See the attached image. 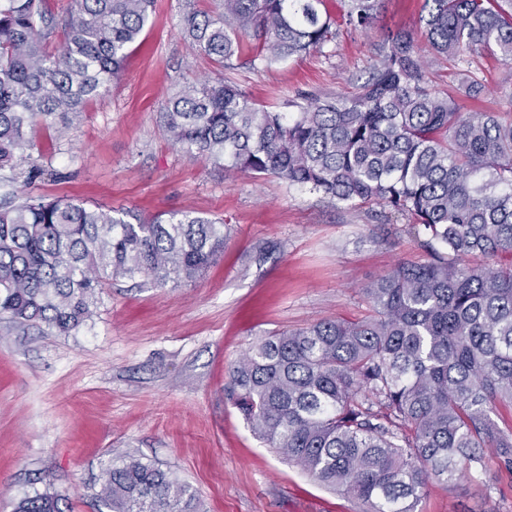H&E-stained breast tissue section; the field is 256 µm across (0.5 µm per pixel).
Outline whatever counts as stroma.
<instances>
[{
	"instance_id": "35a3bbf8",
	"label": "stroma",
	"mask_w": 512,
	"mask_h": 512,
	"mask_svg": "<svg viewBox=\"0 0 512 512\" xmlns=\"http://www.w3.org/2000/svg\"><path fill=\"white\" fill-rule=\"evenodd\" d=\"M218 6L154 0L111 92L64 134L40 130L32 179L9 182L0 171V198L18 203L64 197L137 221L187 212L231 226L223 256L195 282H115L70 335L0 319V512L45 491L64 512H98L101 470L126 452L190 484L203 512L364 510L253 435L225 395L228 368L266 332L363 318V288L426 256L390 208H353L272 175L229 177L168 140L160 114L169 99L215 70L184 20ZM422 6L381 0L372 27L356 29L339 0H328L336 35L320 50L259 69L243 57L227 76L283 112L305 97L348 95L385 34L418 30ZM473 66L486 91L465 111L512 114V62L481 53ZM416 512H512V476L491 460L481 478L431 482Z\"/></svg>"
}]
</instances>
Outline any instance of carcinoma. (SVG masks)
<instances>
[{"instance_id": "1", "label": "carcinoma", "mask_w": 512, "mask_h": 512, "mask_svg": "<svg viewBox=\"0 0 512 512\" xmlns=\"http://www.w3.org/2000/svg\"><path fill=\"white\" fill-rule=\"evenodd\" d=\"M379 0H342L367 28ZM151 0H0V169L35 148L26 130L67 123L110 90L139 40ZM326 0H220L186 33L221 70L252 40L269 68L332 37ZM429 51L463 76L426 87L414 33H388L368 78L297 112L257 104L222 76L187 84L161 113L169 140L228 175L272 174L354 208L382 203L408 221L428 260L402 262L363 289L369 314L273 331L230 364L227 389L254 435L367 512H415L435 479L512 475V117L463 111L481 91L470 56L512 60V0H424ZM63 38L47 49L57 30ZM228 225L189 213L133 224L64 198L0 205V315L60 335L93 315L102 288L150 277L192 282L223 254ZM481 256L508 262L474 265ZM109 512H200L195 491L131 453L101 471ZM16 512H63L45 492Z\"/></svg>"}]
</instances>
